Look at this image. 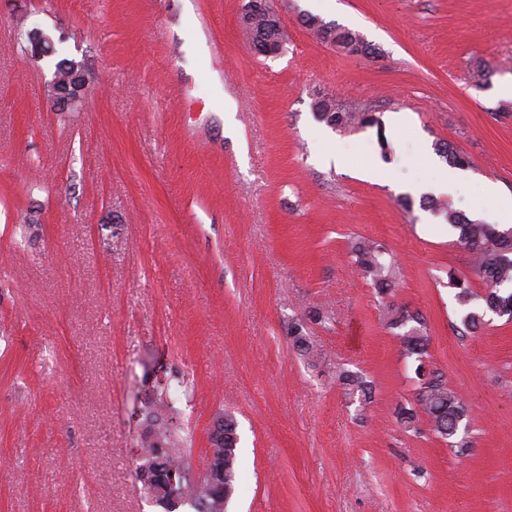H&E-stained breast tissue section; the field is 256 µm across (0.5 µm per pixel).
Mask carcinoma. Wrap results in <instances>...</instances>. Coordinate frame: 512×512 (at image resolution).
Segmentation results:
<instances>
[{"instance_id": "carcinoma-1", "label": "carcinoma", "mask_w": 512, "mask_h": 512, "mask_svg": "<svg viewBox=\"0 0 512 512\" xmlns=\"http://www.w3.org/2000/svg\"><path fill=\"white\" fill-rule=\"evenodd\" d=\"M363 43L359 33L335 26L330 44L345 52L354 44ZM315 118L328 127L344 129L377 128L378 143L382 156H387L389 143L381 120L374 112L360 108H342L328 96H320L313 102ZM436 153L448 164L460 168L467 164L465 155L459 153L450 143L438 140L434 144ZM424 209L433 211L445 218L448 225L459 231L458 243L469 256V264L488 288L485 296L486 310L470 311L462 320L467 329H476L484 321L486 312L512 319V227L503 228L498 224H487L469 220L462 213L446 203L425 197L420 203ZM350 251L354 264L364 279L370 281L377 293L387 294L398 281V267L388 250L379 242L370 239H357L351 243ZM453 288L457 289L456 300L466 306L474 297L467 278L448 274ZM329 320L326 311L320 308L309 310L304 317L288 322V337L296 353L308 364L314 366L319 358L317 347L307 334L308 323L323 325ZM384 320L392 329H400L413 322L415 326L401 335L404 354L415 358L414 370L417 387L414 404L399 406L397 415L402 425L411 430L417 429L419 413L426 414L433 430L443 439L456 437L462 420L466 417L465 406L456 392L448 386L444 376L428 369L424 357L427 355L428 338L421 329L422 318L403 306L385 307ZM339 385L350 400L367 401L371 398L372 387L359 372L342 370L337 376ZM224 417V438H208L209 450L206 469L222 484L220 490L210 482L205 473H193L189 460L193 445V434L177 422L169 395V385L157 384L154 393L143 405V416L147 423L145 437L142 438L144 452L138 471H150L157 479L141 481L142 489L148 496L162 504L165 512H176L188 504L195 512H225V509L239 488L240 464L238 423L235 416L222 412ZM175 472L185 473L177 483V496L164 489L158 476Z\"/></svg>"}]
</instances>
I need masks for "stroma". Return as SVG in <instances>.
<instances>
[{
  "instance_id": "stroma-1",
  "label": "stroma",
  "mask_w": 512,
  "mask_h": 512,
  "mask_svg": "<svg viewBox=\"0 0 512 512\" xmlns=\"http://www.w3.org/2000/svg\"><path fill=\"white\" fill-rule=\"evenodd\" d=\"M247 2L0 0V512H164L136 475L149 369L193 382L176 407L194 471L215 414L235 415L227 512H512V322L465 329L448 275L477 307L485 286L457 230L402 203L447 170L419 163L440 139L472 178L439 199L490 224L477 182L512 200V0H324L317 17L373 58L314 38L305 0H273L288 44L257 55ZM25 17L84 66L75 111L51 109L54 62L17 44ZM320 93L380 114L389 157L373 128L318 122ZM361 237L399 260L388 298L351 264ZM387 302L424 316L470 448L427 416L399 423L415 364ZM312 308L330 316L308 329L318 367L286 333ZM341 368L366 375L370 403L344 396Z\"/></svg>"
}]
</instances>
